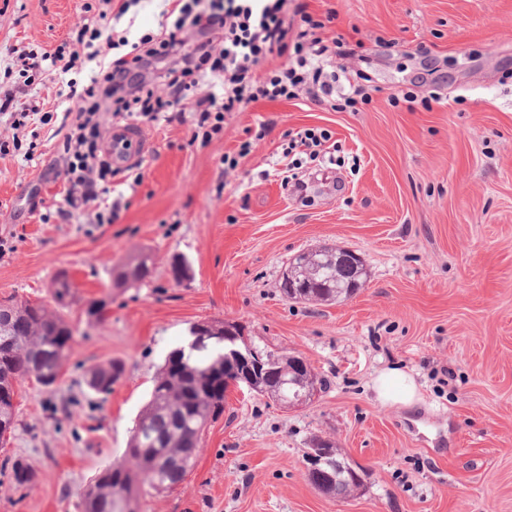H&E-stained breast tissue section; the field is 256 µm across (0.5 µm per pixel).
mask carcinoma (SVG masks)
<instances>
[{
    "label": "carcinoma",
    "mask_w": 512,
    "mask_h": 512,
    "mask_svg": "<svg viewBox=\"0 0 512 512\" xmlns=\"http://www.w3.org/2000/svg\"><path fill=\"white\" fill-rule=\"evenodd\" d=\"M149 275L147 258L131 256L113 269V285L128 288ZM367 277L363 260L350 250L321 246L303 253L301 259L289 264L288 278L282 279L281 292L295 302H336L350 298L357 285ZM56 309L43 302L17 300L0 302V439L14 433L13 398L18 383L35 378L45 389L57 385L73 329L62 310L74 297L69 279H56L51 288ZM228 327L222 320L193 325L189 333L200 336V345L180 365L182 375L175 377L160 368L146 405L136 417L132 435L123 460L98 471L89 481L77 508L80 512H132L131 504L146 489L165 491L179 485L196 467L194 448L198 447L208 423L224 414V400H214L193 393L210 365L225 358L224 335ZM125 366L110 360L89 370L85 378L87 392L107 394L124 375ZM288 384L279 387L262 375L256 376L249 389L276 398L279 393H293L309 386L324 389V380L308 366L286 376ZM327 458L336 462L333 477L310 473L316 487L332 493L339 500L355 496L361 481L355 470L340 459L336 446L326 441ZM0 474L7 476L10 487H28L34 478L31 466L15 457L0 464Z\"/></svg>",
    "instance_id": "cac0c4a2"
}]
</instances>
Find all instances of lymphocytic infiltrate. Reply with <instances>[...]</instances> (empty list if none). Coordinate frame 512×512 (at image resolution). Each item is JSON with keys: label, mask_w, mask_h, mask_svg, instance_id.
<instances>
[{"label": "lymphocytic infiltrate", "mask_w": 512, "mask_h": 512, "mask_svg": "<svg viewBox=\"0 0 512 512\" xmlns=\"http://www.w3.org/2000/svg\"><path fill=\"white\" fill-rule=\"evenodd\" d=\"M299 15V23L289 14ZM168 21L159 31L129 40L103 23L80 18L67 40L51 52L19 53L29 70L50 65L65 74L90 64L89 82H69V99L77 110H66L61 125L66 183L65 217L93 213L97 223L118 220L121 206L108 203L112 165L101 155L103 111L126 115L134 121L156 122L171 112H191L194 138L209 143L224 130V120L258 101L275 102L307 98L315 104L339 103L357 109L370 100L362 73L338 77L337 59L352 55L349 42L326 44L320 32L332 24L335 12L314 18L306 4L291 0H172ZM282 57V65L262 71L268 56ZM173 59L161 72V91L146 90L122 96L134 83L137 69L159 59ZM9 116L16 136L0 141V155L19 149L20 133L35 124L46 125L52 112L42 111L36 100L17 102L13 93L0 96V116ZM328 130L308 128L290 136L283 150L286 173L304 161L321 162L327 155Z\"/></svg>", "instance_id": "1"}]
</instances>
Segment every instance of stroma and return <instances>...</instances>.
Returning a JSON list of instances; mask_svg holds the SVG:
<instances>
[{"instance_id":"obj_1","label":"stroma","mask_w":512,"mask_h":512,"mask_svg":"<svg viewBox=\"0 0 512 512\" xmlns=\"http://www.w3.org/2000/svg\"><path fill=\"white\" fill-rule=\"evenodd\" d=\"M307 2L314 16L337 12L324 39L362 43L341 61L370 78L359 111L262 101L205 145L192 139L191 114L142 123L149 149L112 179V224L60 215L62 181L48 171L59 121L37 126L34 161L0 155V235L13 246L0 257V301L51 303L63 274L76 291L59 391L32 379L16 387L0 460L25 457L35 479L0 486V512H78L90 479L122 459L158 367L209 319L303 357L327 387L292 410L230 387L194 470L145 494L137 512H512V0ZM102 8L0 0V87L65 112L66 76L23 70L13 51L55 48ZM411 89L441 102L391 105ZM307 127L331 130L335 161L305 164L297 194L277 169L288 132ZM246 140L249 154L226 168ZM323 245L360 255L367 280L342 302L287 300L289 261ZM139 251L150 276L116 290L113 268ZM178 258L189 267L180 283ZM90 300L106 301L103 323L88 319ZM113 359L125 374L111 392L82 395L85 370ZM385 368L414 379L415 404L377 400ZM74 397L68 412L47 408ZM316 438L341 449L360 494L339 500L311 483L305 452Z\"/></svg>"}]
</instances>
